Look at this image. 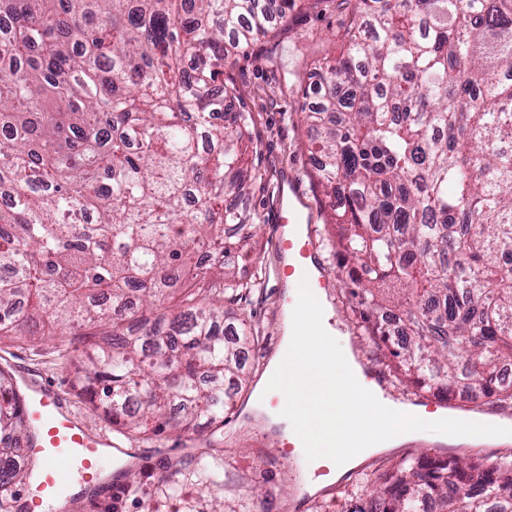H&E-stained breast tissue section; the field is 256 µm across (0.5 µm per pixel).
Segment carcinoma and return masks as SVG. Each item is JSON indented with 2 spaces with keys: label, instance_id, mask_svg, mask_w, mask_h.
Segmentation results:
<instances>
[{
  "label": "carcinoma",
  "instance_id": "1",
  "mask_svg": "<svg viewBox=\"0 0 512 512\" xmlns=\"http://www.w3.org/2000/svg\"><path fill=\"white\" fill-rule=\"evenodd\" d=\"M257 0H0L2 336H43L72 391L112 431L149 439L224 426V379L255 343L224 303L253 287L227 257L251 245L239 206L249 116L226 111L224 34L268 32ZM512 0H355L317 73L313 164L336 196V253L364 335L395 377L439 396L512 404ZM233 228L226 234L225 226ZM404 326L394 339L383 316ZM0 367V512L34 467ZM369 508L512 510V461L419 457L371 481ZM467 488L460 495L461 488Z\"/></svg>",
  "mask_w": 512,
  "mask_h": 512
}]
</instances>
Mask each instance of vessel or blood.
<instances>
[{
	"instance_id": "vessel-or-blood-1",
	"label": "vessel or blood",
	"mask_w": 512,
	"mask_h": 512,
	"mask_svg": "<svg viewBox=\"0 0 512 512\" xmlns=\"http://www.w3.org/2000/svg\"><path fill=\"white\" fill-rule=\"evenodd\" d=\"M271 235L276 250L289 260L285 267L274 269V276H311V267L318 262L313 251V226L291 225L280 215ZM24 402V413L30 424L26 453L44 460L24 502L27 512H46L48 504L71 486L98 478L112 462L110 450H122L123 445L107 434L90 433L82 420L43 389H34Z\"/></svg>"
}]
</instances>
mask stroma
Here are the masks:
<instances>
[{
	"mask_svg": "<svg viewBox=\"0 0 512 512\" xmlns=\"http://www.w3.org/2000/svg\"><path fill=\"white\" fill-rule=\"evenodd\" d=\"M350 20L340 0H299L287 21L275 23L271 33L250 47L230 50L224 64V83L234 91L233 109L250 117L249 161L263 180L242 201L258 213L259 221L251 251L240 254L234 267L237 277L256 279L257 284L225 307L227 321L246 320L256 342L245 356L242 384L224 409L223 428L198 439L169 430L152 440L125 441L120 464L135 473L134 487H127L120 465H113L97 487L66 497L51 512H215L219 507L224 512H311L310 500L297 497L305 480L298 458L266 419L247 413L246 405L283 336L285 283L267 276L284 264L270 237L281 208H293L315 225L334 324L346 335L353 356L374 368L382 366L379 352L359 337L349 318L346 275L324 234L335 221L333 199L312 175V133L304 122L305 112L316 106L309 78L313 63L340 52ZM0 356L18 385L53 387L91 431H105L98 413L77 402L71 390L73 370L55 360L49 342L15 336L0 343ZM173 463L180 465L182 475L177 493L168 496L162 488ZM204 466L220 472L221 489L197 484L193 474ZM369 494L353 475L325 486L318 500L324 512H352Z\"/></svg>",
	"mask_w": 512,
	"mask_h": 512,
	"instance_id": "1",
	"label": "stroma"
}]
</instances>
